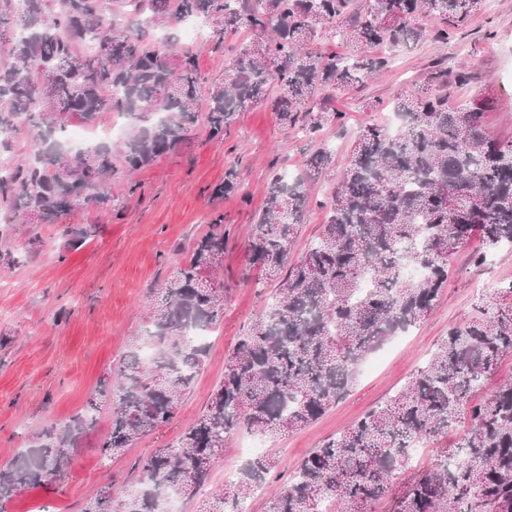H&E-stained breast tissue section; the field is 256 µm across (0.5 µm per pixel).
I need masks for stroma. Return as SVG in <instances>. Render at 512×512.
I'll return each instance as SVG.
<instances>
[{
	"mask_svg": "<svg viewBox=\"0 0 512 512\" xmlns=\"http://www.w3.org/2000/svg\"><path fill=\"white\" fill-rule=\"evenodd\" d=\"M390 55L389 69L366 87L336 96L344 124L326 129L319 142L335 152L337 168L346 165L360 127L390 124L388 102L398 90L422 86L432 63L441 57L455 77V100L493 99L495 106L486 115L488 128L512 140V0H495L493 8L464 24L446 48L427 37ZM314 144L283 127L267 106L257 105L239 114L224 139H209L202 127H194L179 153L161 155L138 173L140 194L119 198L107 209L77 207L59 216L62 224L94 226V233L79 245H71L55 228L16 221L11 245L26 254L27 262L11 272L0 269V281L8 284L0 291V336L8 339L0 348V468L28 447L42 424L86 408L92 391L111 377L133 336L143 330L155 289L185 262L180 245L219 215L226 237L224 267L218 274L224 284V316L207 340L204 369L170 426L138 438L124 455L108 460L99 443L111 418L101 414L59 479L0 502V512H82L87 500L106 485L114 496H123L137 485L135 459L176 442L198 420L239 337L279 294V280L248 265L249 230L263 206L266 186L276 174L304 175L305 158ZM233 166L241 193L217 194ZM311 190L314 202L303 213L293 246L297 254L319 236L326 215L320 203L331 183L312 181ZM36 237L43 244L34 248L30 242ZM479 248L474 239L450 257L448 281L431 314L388 339L379 365L359 370L348 395L313 423L261 440L243 431L229 435L209 483L196 499L179 500L180 512H196L199 501L236 482L256 442L278 466L239 510L266 512L269 497L313 448L390 400L427 364L449 328L473 313L489 287L512 283V247L498 249L477 269L470 257Z\"/></svg>",
	"mask_w": 512,
	"mask_h": 512,
	"instance_id": "obj_1",
	"label": "stroma"
}]
</instances>
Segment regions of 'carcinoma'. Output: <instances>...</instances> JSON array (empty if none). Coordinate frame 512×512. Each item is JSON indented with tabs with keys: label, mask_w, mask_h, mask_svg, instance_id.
<instances>
[{
	"label": "carcinoma",
	"mask_w": 512,
	"mask_h": 512,
	"mask_svg": "<svg viewBox=\"0 0 512 512\" xmlns=\"http://www.w3.org/2000/svg\"><path fill=\"white\" fill-rule=\"evenodd\" d=\"M120 12L105 21L100 0H0V157L13 156L25 130L31 153L0 175V266L25 258L8 240L22 213L52 225L76 206L108 207L109 183L127 179L158 155L178 151L201 124L208 138L231 133L239 113L268 102L282 125L311 141L343 125L331 105L385 71L389 57L364 48L408 46L422 40L424 17L436 21L433 40L445 48L487 0H113ZM144 17L145 25L192 19L209 24L205 40L224 53V75L201 78L196 53L169 60L145 30L116 21ZM246 30L247 44L224 36ZM331 31L350 49L326 55L312 48ZM93 40L87 52L79 45ZM434 62L426 88L403 90L392 101L402 118L397 134L364 125L329 201L317 241L292 253L308 206V180L336 167L324 146L308 158L306 176L268 183L248 241L249 265L269 277L285 273L280 296L240 337L197 423L173 444L135 460L139 488L115 501L102 488L83 512H160L169 499H192L208 482L227 435L239 430L275 437L301 429L350 390L361 361L386 338L408 330L433 310L448 281V260L472 238L491 251L512 246V140L487 131L493 100L450 103L448 68ZM205 111H197L199 100ZM130 121V134L72 152L57 135L77 117L96 126L104 114ZM223 217L194 237L189 258L165 279L148 317L120 362L118 385L106 380L87 408L32 436L0 469V501L40 485L69 464L94 430L102 404L112 422L100 442L110 459L140 436L172 421L203 366L206 346L188 334L214 329L223 317ZM423 270L410 278L411 269ZM512 356V304L497 292L448 329L429 362L390 401L315 449L296 475L271 497L266 512H374L392 497L393 512H512V378L488 394L484 381ZM465 426L460 441L437 462L413 473L393 496L391 478L408 449ZM277 461L258 456L243 477L199 503L197 512H238Z\"/></svg>",
	"instance_id": "carcinoma-1"
}]
</instances>
